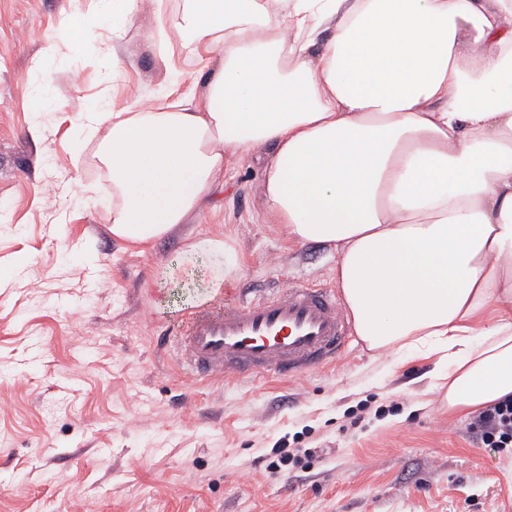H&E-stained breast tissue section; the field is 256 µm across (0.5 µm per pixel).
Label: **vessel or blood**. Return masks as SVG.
Instances as JSON below:
<instances>
[{
    "instance_id": "vessel-or-blood-1",
    "label": "vessel or blood",
    "mask_w": 512,
    "mask_h": 512,
    "mask_svg": "<svg viewBox=\"0 0 512 512\" xmlns=\"http://www.w3.org/2000/svg\"><path fill=\"white\" fill-rule=\"evenodd\" d=\"M353 324L335 289L295 284L193 315L176 331L181 360L199 379L270 371L299 378L340 363Z\"/></svg>"
}]
</instances>
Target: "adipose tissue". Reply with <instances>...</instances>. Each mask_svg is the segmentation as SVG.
Instances as JSON below:
<instances>
[{
	"label": "adipose tissue",
	"mask_w": 512,
	"mask_h": 512,
	"mask_svg": "<svg viewBox=\"0 0 512 512\" xmlns=\"http://www.w3.org/2000/svg\"><path fill=\"white\" fill-rule=\"evenodd\" d=\"M191 0L179 28L219 65L201 102L95 113L112 235L187 223L266 144L265 210L337 254L368 349L440 354L448 408L512 398V0ZM213 287L238 266L187 239Z\"/></svg>",
	"instance_id": "ef3b65f1"
}]
</instances>
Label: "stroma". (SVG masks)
<instances>
[{"mask_svg":"<svg viewBox=\"0 0 512 512\" xmlns=\"http://www.w3.org/2000/svg\"><path fill=\"white\" fill-rule=\"evenodd\" d=\"M185 0H0V512H512V454L482 448L433 387L438 358L370 350L280 380H188L173 331L241 289L335 287L336 254L265 213L258 160L231 162L187 224L113 238L87 115L198 98L215 51ZM98 23L84 48L42 35ZM220 237L221 289L186 234ZM308 449L282 474V443ZM307 451L308 449L303 450V448H288L287 444L283 443L282 447L271 449L269 456H266L265 459H261V462L265 466V471L278 473L286 471L290 463L300 462L299 453L303 452L306 456L309 454Z\"/></svg>","mask_w":512,"mask_h":512,"instance_id":"35a3bbf8","label":"stroma"}]
</instances>
